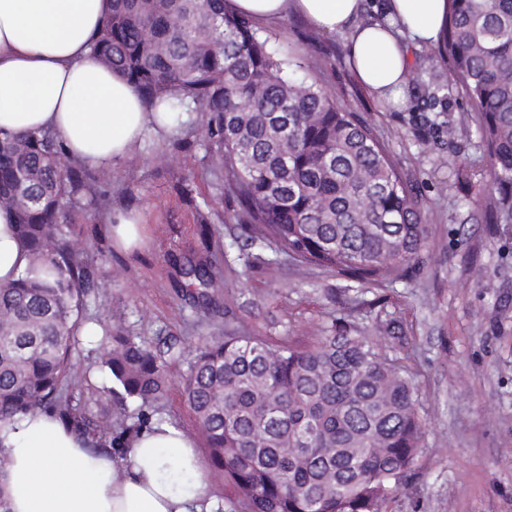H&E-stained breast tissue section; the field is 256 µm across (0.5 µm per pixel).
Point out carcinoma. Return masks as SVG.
<instances>
[{"label":"carcinoma","mask_w":512,"mask_h":512,"mask_svg":"<svg viewBox=\"0 0 512 512\" xmlns=\"http://www.w3.org/2000/svg\"><path fill=\"white\" fill-rule=\"evenodd\" d=\"M151 107L201 113L204 145L224 167L250 246L336 271L354 287L393 285L422 262L425 225L412 184L356 113L296 78L249 20L224 0H112L95 45ZM446 83L426 82L433 62ZM477 112V146L490 170L477 185L484 224H512V0H448L434 55L408 71L423 127L444 131L451 93ZM457 181L473 184L465 158ZM96 193L52 134L0 137V207L12 210L32 262L0 284V422L53 411L98 448H121L166 397L170 358L188 357L186 403L212 465L244 512H387L420 449L424 422L404 367L376 342L336 321L308 344L231 334L193 350L151 348L120 325L99 324L95 362L107 391L138 412L92 424L67 392L85 303L106 287L73 242V198ZM181 273L207 297L213 271Z\"/></svg>","instance_id":"carcinoma-1"}]
</instances>
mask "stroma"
Here are the masks:
<instances>
[{
  "instance_id": "1",
  "label": "stroma",
  "mask_w": 512,
  "mask_h": 512,
  "mask_svg": "<svg viewBox=\"0 0 512 512\" xmlns=\"http://www.w3.org/2000/svg\"><path fill=\"white\" fill-rule=\"evenodd\" d=\"M266 32L304 63L303 77L372 127L414 183L427 227L424 261L405 282L347 292L339 275L314 266L284 260L272 276L261 260L240 259L239 206L225 195L224 173L202 144V121L192 117L164 145L145 142L112 176L96 175V196L78 197L75 240L110 283L79 322L69 383L82 411L119 415L105 376L93 369L99 348L90 334L116 315L145 344L166 338L188 346L233 331L305 341L341 318L402 361L426 424L411 478L388 512H512V224L480 223L471 187L441 165L440 143L416 111L389 109L360 83L345 36L315 34L298 16ZM474 118L465 92L455 90L446 114L458 130L452 149L481 178L489 160L475 147ZM119 209L142 212L143 249L113 245L109 217ZM190 261L215 272L213 302L192 295L181 272ZM187 367V359L169 361L156 416L194 440L219 512H240L185 404Z\"/></svg>"
}]
</instances>
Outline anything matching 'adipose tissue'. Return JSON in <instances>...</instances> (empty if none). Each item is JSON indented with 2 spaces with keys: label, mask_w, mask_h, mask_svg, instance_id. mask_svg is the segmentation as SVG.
Masks as SVG:
<instances>
[{
  "label": "adipose tissue",
  "mask_w": 512,
  "mask_h": 512,
  "mask_svg": "<svg viewBox=\"0 0 512 512\" xmlns=\"http://www.w3.org/2000/svg\"><path fill=\"white\" fill-rule=\"evenodd\" d=\"M112 0H0V132H55L67 156L111 174L145 141L164 142L177 125L151 108L119 73L99 63L94 44ZM447 0H381L388 27L354 26L367 0H224L259 26L305 17L327 34L348 33L360 82L394 109L408 106L409 44L436 46ZM31 255L0 207V283L17 279ZM0 505L6 512H213L193 440L151 421L124 454L97 452L55 415L0 422Z\"/></svg>",
  "instance_id": "obj_1"
}]
</instances>
